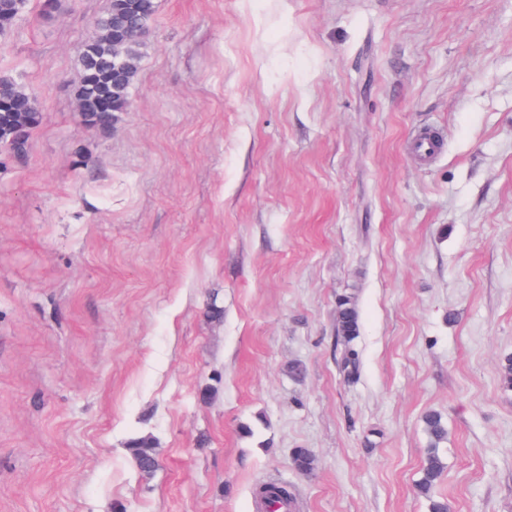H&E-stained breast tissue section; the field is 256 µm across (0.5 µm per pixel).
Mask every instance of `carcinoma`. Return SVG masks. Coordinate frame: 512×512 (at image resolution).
Listing matches in <instances>:
<instances>
[{
    "label": "carcinoma",
    "instance_id": "1",
    "mask_svg": "<svg viewBox=\"0 0 512 512\" xmlns=\"http://www.w3.org/2000/svg\"><path fill=\"white\" fill-rule=\"evenodd\" d=\"M26 0H0V32L13 25L24 8ZM154 12V0H111L107 14L97 22L99 34L86 42L80 54L81 80L77 99L85 107L89 126L102 125L114 112L128 106L130 89L139 67V41H128L122 46L114 42V35L130 21L148 24ZM0 100L10 104L9 110H0V141L15 139L22 130H30L39 121L35 100L13 80L0 77ZM337 341L345 347L342 371L349 378L359 373V363L351 343L359 336V317L354 301L349 296L338 298ZM430 447L420 470L416 487L429 499L430 512H452L448 499L436 495V488L445 472V463L439 454V445L448 438V426L441 412L430 410L421 418ZM138 471L152 475L158 468L157 450L148 438H136L128 448ZM293 467L308 475L315 468V457L307 448H298L292 457Z\"/></svg>",
    "mask_w": 512,
    "mask_h": 512
}]
</instances>
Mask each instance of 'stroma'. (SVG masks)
Segmentation results:
<instances>
[{
    "instance_id": "obj_1",
    "label": "stroma",
    "mask_w": 512,
    "mask_h": 512,
    "mask_svg": "<svg viewBox=\"0 0 512 512\" xmlns=\"http://www.w3.org/2000/svg\"><path fill=\"white\" fill-rule=\"evenodd\" d=\"M109 6L28 0L0 34L40 107L0 144V512H257L270 481L294 512H429V410L453 512H512V0H155L90 128ZM154 12V0H111L107 14L97 22L99 34L86 42L80 54L81 80L77 99L85 107L89 126L102 125L112 112H123L128 106L130 89L139 67V41L122 46L114 42V34L130 21L123 38H140ZM142 23V24H139ZM104 106L103 111L100 107ZM337 310V341L345 347L342 371L347 378H355L359 373V363L351 343L359 336V317L350 296L339 297ZM430 447L420 470L416 487L420 494L429 499L430 512H451L448 499L436 495V488L445 472V463L439 454V445L448 438V426L441 412L430 410L421 418ZM128 451L135 468L143 476H150L157 470V450L152 447V442L149 438L133 439L130 442ZM143 470H147V472L143 474Z\"/></svg>"
}]
</instances>
